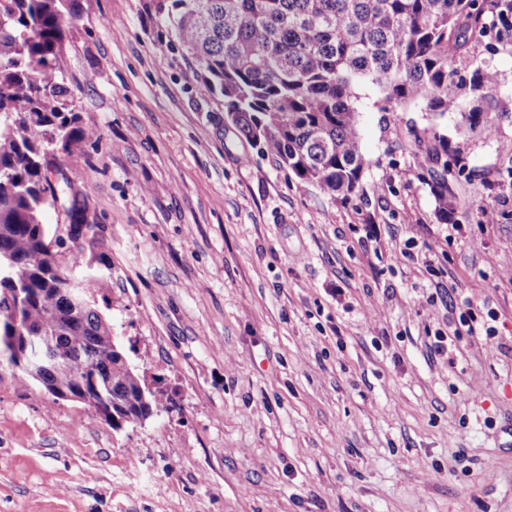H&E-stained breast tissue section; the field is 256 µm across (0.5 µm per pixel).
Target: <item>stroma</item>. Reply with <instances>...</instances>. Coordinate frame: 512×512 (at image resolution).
<instances>
[{
    "instance_id": "stroma-1",
    "label": "stroma",
    "mask_w": 512,
    "mask_h": 512,
    "mask_svg": "<svg viewBox=\"0 0 512 512\" xmlns=\"http://www.w3.org/2000/svg\"><path fill=\"white\" fill-rule=\"evenodd\" d=\"M70 6L99 132L59 160L96 239L74 273L159 409L115 429L0 367V512H512V44L475 49L506 116L467 141L360 87L334 200L237 135L151 0ZM435 132L465 168L444 219L414 164ZM467 309L495 341L433 353Z\"/></svg>"
}]
</instances>
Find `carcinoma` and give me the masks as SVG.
<instances>
[{
	"label": "carcinoma",
	"mask_w": 512,
	"mask_h": 512,
	"mask_svg": "<svg viewBox=\"0 0 512 512\" xmlns=\"http://www.w3.org/2000/svg\"><path fill=\"white\" fill-rule=\"evenodd\" d=\"M64 2L0 0V366L47 391L80 394L91 407L145 420L156 398L141 401L140 377L121 360L112 328L72 292L71 267L50 251L47 209L60 201L58 154L83 151L97 136L79 124L63 78ZM204 83L224 97L239 135L262 146L299 178L333 199L351 197L365 158L356 107L368 84L394 107L422 103L436 118L458 117L463 136L496 117L498 77L462 64L485 40L512 41V0H157ZM418 148L432 162L419 176L448 219V142ZM66 211L72 244L93 229L87 204ZM48 336L44 367L27 368V338Z\"/></svg>",
	"instance_id": "obj_1"
}]
</instances>
